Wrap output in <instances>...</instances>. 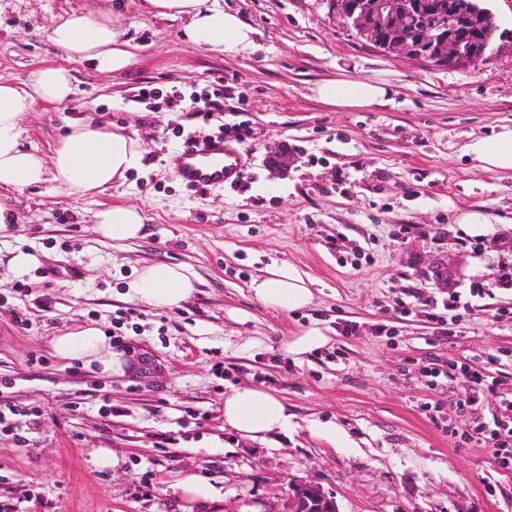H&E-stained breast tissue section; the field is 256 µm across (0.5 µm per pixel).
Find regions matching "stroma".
I'll list each match as a JSON object with an SVG mask.
<instances>
[{"label":"stroma","mask_w":512,"mask_h":512,"mask_svg":"<svg viewBox=\"0 0 512 512\" xmlns=\"http://www.w3.org/2000/svg\"><path fill=\"white\" fill-rule=\"evenodd\" d=\"M218 3L255 29L254 52L188 43L185 19L152 16L142 0H0V79L19 85L51 65L74 87L65 101L36 104L24 146L50 156L68 121L89 118L144 148L141 170L91 197L50 180L0 189L11 218L0 226V506L280 512L296 480L333 494L339 512H512V470L472 439L496 397L474 401L453 369H483L499 379L497 397L512 395V366L488 361L512 353V319L490 316L512 309V288L470 297L468 320L450 335L427 308L443 297L435 269L470 296L471 282L512 260V171L473 169L463 152L512 126V48L470 70H434L361 42L325 0ZM98 11L118 18L133 47L132 65L115 75L50 39L62 18ZM328 77L385 84L391 101L328 107L312 92ZM176 89L220 94L223 109L207 120L169 110ZM242 120L243 178L186 187L169 166L181 134L213 136ZM284 144L294 149L287 167L272 166ZM113 202L143 213L142 238L101 239L94 215ZM469 207L489 217L500 248L465 244L457 217ZM403 224L419 237L400 241ZM15 249L38 265L15 274ZM152 262L191 266L193 296L172 309L128 299L125 275ZM275 262L312 279L310 305L284 312L256 300L250 283ZM86 326L120 336L125 375L55 356L54 336ZM314 326L327 343L299 359L285 352ZM245 385L282 398L292 427L262 441L225 428L224 398ZM103 449L115 465H98ZM188 474L207 477L214 495L185 493Z\"/></svg>","instance_id":"35a3bbf8"}]
</instances>
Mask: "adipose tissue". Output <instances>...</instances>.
<instances>
[{
  "label": "adipose tissue",
  "instance_id": "adipose-tissue-1",
  "mask_svg": "<svg viewBox=\"0 0 512 512\" xmlns=\"http://www.w3.org/2000/svg\"><path fill=\"white\" fill-rule=\"evenodd\" d=\"M146 11L165 19L187 18L185 39L221 53L236 56L253 51V29L236 15L206 0H145ZM51 40L71 60L93 62L96 71L113 74L133 58L121 30L103 12L73 13L51 31ZM72 93L71 75L60 67L46 66L32 73L22 86L0 80V187L22 189L52 179L68 195L80 197L103 192L127 173L143 165L144 149L123 128L107 129L95 122L71 124L56 143L51 157L25 149L22 122L36 102L55 103ZM322 103L335 107H370L388 102L384 85L368 80L329 78L315 88ZM464 152L483 171L512 170V127L466 144ZM97 232L105 239L124 243L142 237L144 217L136 208L108 205L95 214ZM197 276L185 264L153 262L132 273L126 284L129 299L154 308H173L196 290ZM250 288L263 305L290 311L311 303L307 277L296 268L271 265ZM56 355L80 359L103 374H124L128 364L111 339L95 326L65 332L52 340ZM224 424L241 437L266 439L288 430L292 416L277 396L253 386L234 389L224 399Z\"/></svg>",
  "mask_w": 512,
  "mask_h": 512
}]
</instances>
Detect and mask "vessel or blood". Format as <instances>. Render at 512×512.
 <instances>
[{"label": "vessel or blood", "mask_w": 512, "mask_h": 512, "mask_svg": "<svg viewBox=\"0 0 512 512\" xmlns=\"http://www.w3.org/2000/svg\"><path fill=\"white\" fill-rule=\"evenodd\" d=\"M175 161L177 177L192 188L234 182L244 171L241 154L220 138H187L177 148Z\"/></svg>", "instance_id": "1"}]
</instances>
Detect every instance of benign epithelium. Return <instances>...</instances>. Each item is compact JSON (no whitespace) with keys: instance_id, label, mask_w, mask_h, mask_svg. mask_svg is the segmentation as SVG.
I'll return each mask as SVG.
<instances>
[{"instance_id":"7a95c632","label":"benign epithelium","mask_w":512,"mask_h":512,"mask_svg":"<svg viewBox=\"0 0 512 512\" xmlns=\"http://www.w3.org/2000/svg\"><path fill=\"white\" fill-rule=\"evenodd\" d=\"M329 12L346 25L353 9L344 6V0H326ZM403 0H374L375 9L391 31L388 37L376 38L369 32L360 37L374 49L402 58L424 60L419 46L423 45L433 58L434 67L468 70L488 59L483 54L475 59L472 53L464 50L463 43L456 36L458 21L448 15V31L436 26L424 25L418 29L407 23L409 10L402 5ZM282 512H338L335 498L327 495L320 486L311 482L289 484L288 496Z\"/></svg>"}]
</instances>
